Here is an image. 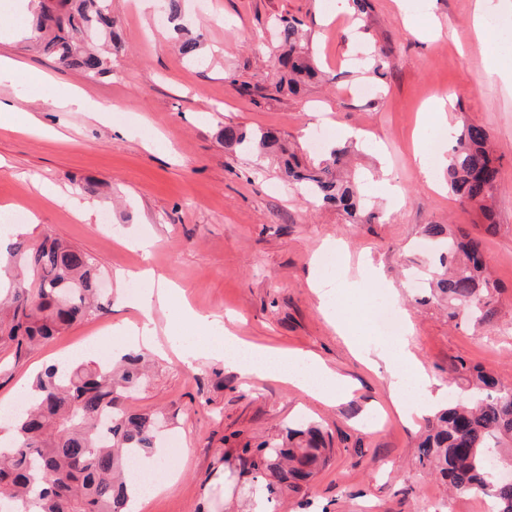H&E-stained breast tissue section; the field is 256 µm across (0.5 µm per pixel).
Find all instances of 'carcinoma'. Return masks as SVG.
<instances>
[{"instance_id":"cac0c4a2","label":"carcinoma","mask_w":512,"mask_h":512,"mask_svg":"<svg viewBox=\"0 0 512 512\" xmlns=\"http://www.w3.org/2000/svg\"><path fill=\"white\" fill-rule=\"evenodd\" d=\"M304 33L298 20L279 27L280 53L265 79L253 85L269 96L284 90L296 94L316 78L319 69L302 51ZM30 47L65 67L81 69L91 78L112 72V57L125 46L112 21V0H40L32 19ZM201 35L184 32L179 52L195 60ZM224 142L243 150L280 156L283 174L317 200L371 224L372 213L361 211L354 183L341 168L351 146L334 148L328 158L299 162L277 133L224 127ZM489 134L467 126L448 159L446 180L452 193L478 206L484 219L498 190L497 158ZM421 235L439 246L446 268L433 284V296L466 308L480 323L496 315L497 283L487 272L481 241L461 229L425 224ZM16 271L6 298H0V347L21 359L32 348L73 324L98 315L100 269L83 250L45 233L38 243L15 239L9 248ZM145 356L128 353L112 360L74 364L63 372L51 365L39 373L31 394L36 404L9 421L15 436L0 444V500L12 501L19 512H132L137 484L128 479L125 461L156 448L155 414H132L124 408L126 394L141 382ZM456 371L471 385V400L440 410L418 445V460L431 466L450 487L489 496L495 512H512V483L496 482L487 468L490 454L512 445V391L498 388L489 372L460 363ZM320 430L307 425L288 429L286 437L244 448L241 472L256 479L254 494L270 505L287 491L298 492L325 462Z\"/></svg>"}]
</instances>
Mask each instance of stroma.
<instances>
[{
    "instance_id": "1",
    "label": "stroma",
    "mask_w": 512,
    "mask_h": 512,
    "mask_svg": "<svg viewBox=\"0 0 512 512\" xmlns=\"http://www.w3.org/2000/svg\"><path fill=\"white\" fill-rule=\"evenodd\" d=\"M181 3L172 24L166 0H112L126 52L113 60L111 75L93 80L27 50L11 31L29 27V17L14 0H0V56L19 65L0 82V107L40 124L32 132L0 122V216L23 209L17 237L35 242L51 230L93 256L112 290L104 313L22 359L0 349V405L61 356L131 350L112 329L141 321L128 284L151 268L181 288L182 298L154 311L159 351L125 407L163 412L183 448L168 461V480L141 497L137 512H241L249 494L239 475L242 448L285 436L302 421L322 430L326 463L300 492L282 497L278 512H482L480 495L450 493L419 465L426 413L404 421L393 412L388 374L361 363L321 313L310 260L337 240L379 269L380 281L349 294V304L368 305L387 288L396 293L406 347L431 379L437 407L467 393V381L453 372L462 361L512 389V87L499 75L512 68V16L488 0L486 18L501 33L484 42L473 28L476 0H434L429 8L424 0H370L362 19L340 0ZM285 17L302 22L323 79L273 99L244 93L275 62V30ZM180 27L202 33V63L179 55ZM372 49L389 58L384 74L372 71ZM72 88L109 113L66 103ZM443 100L454 103L445 113L447 137L425 118ZM470 124L490 133L499 160L492 234L477 207L445 187L444 171L435 190L413 163L414 145L451 150ZM228 125L275 131L314 160L328 145H343L345 130L355 131L353 170L362 204L378 221L353 224L336 207L314 202L288 184L275 156L227 146ZM386 179L398 196L379 194ZM89 182L97 183L96 194L85 192ZM55 189L88 204L90 218L52 199ZM425 224L463 227L481 240L500 286L491 324L463 312L449 319L432 298L436 266L420 235ZM143 240L150 251L140 249ZM185 304L203 315L234 316L232 328L247 342L313 353L352 380L351 393L328 406L277 378L246 383L219 361L185 365L178 341L203 347L211 334L182 319Z\"/></svg>"
}]
</instances>
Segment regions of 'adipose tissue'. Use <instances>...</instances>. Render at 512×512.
Segmentation results:
<instances>
[{
  "label": "adipose tissue",
  "instance_id": "ef3b65f1",
  "mask_svg": "<svg viewBox=\"0 0 512 512\" xmlns=\"http://www.w3.org/2000/svg\"><path fill=\"white\" fill-rule=\"evenodd\" d=\"M310 284L316 288L322 313L337 324L340 335H349L351 327L346 320L347 289L358 288L376 280L378 273L370 262H361L356 274L347 267L336 265L325 270L319 260H312ZM188 320L220 328L218 320L187 311ZM207 352L208 358L224 361L226 366L255 379L270 377L282 379L306 394L326 404H334L345 395L349 384L345 377L329 368L318 357L304 351L280 352L244 343L229 329L220 328ZM356 356L369 365H383L390 379V393L396 413L411 416L414 408L430 405L434 400L428 376L422 365L404 352L401 344L383 343L373 347H357Z\"/></svg>",
  "mask_w": 512,
  "mask_h": 512
}]
</instances>
